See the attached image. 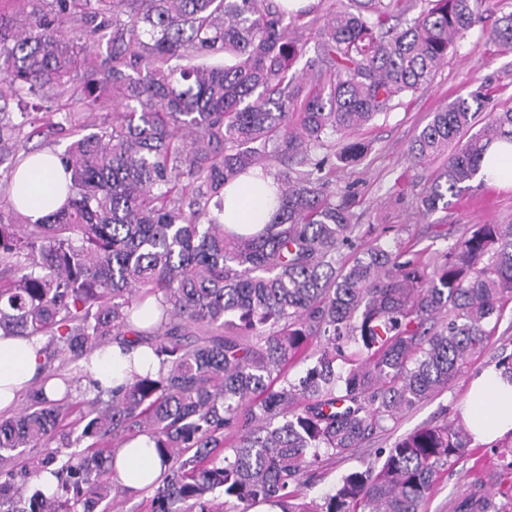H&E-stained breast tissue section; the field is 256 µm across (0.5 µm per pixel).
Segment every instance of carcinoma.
I'll return each instance as SVG.
<instances>
[{"mask_svg":"<svg viewBox=\"0 0 512 512\" xmlns=\"http://www.w3.org/2000/svg\"><path fill=\"white\" fill-rule=\"evenodd\" d=\"M416 2L327 0L303 23L276 0H45L22 27L0 15V167L16 172L41 121L71 138L59 155L63 207L30 223L0 205V334L47 337L44 369L111 340L146 345L161 364L118 387L95 382L86 401L66 379L59 398L40 386L22 413L0 416L3 512H94L123 491L116 449L142 434L164 466L152 512H217V492L234 512L258 499L283 512H422L470 446L461 424L417 428L322 503L297 502L322 457L347 455L448 388L512 300V224H475L433 262L398 237L340 258L356 238L352 195L323 175L320 151L427 92L481 23L479 0H428L411 22L389 24ZM307 33L317 54L301 79L290 68ZM487 38L512 52V11ZM39 94L66 103L10 110ZM95 111L112 120H90ZM503 140L512 107L498 109L488 85L432 113L408 149L414 169L443 159L418 212L431 217L485 182L484 161L508 173L486 157ZM242 175L273 178L277 194L249 236L220 219L224 186ZM150 297L160 320L137 326ZM312 346L313 366L289 380L288 363ZM57 436L76 452L49 448ZM38 445L48 451L24 474L56 486L26 501L16 458ZM473 487L452 512H500Z\"/></svg>","mask_w":512,"mask_h":512,"instance_id":"1","label":"carcinoma"}]
</instances>
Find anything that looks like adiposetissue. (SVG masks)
<instances>
[{"mask_svg": "<svg viewBox=\"0 0 512 512\" xmlns=\"http://www.w3.org/2000/svg\"><path fill=\"white\" fill-rule=\"evenodd\" d=\"M66 175L55 153L46 151L29 168L17 173L11 201L38 220L57 209L65 199ZM273 205L267 187L238 179L224 189L225 228L249 234L268 224ZM42 342L37 336L0 337V411L14 408L19 395L41 380ZM90 371L102 386H116L130 371L158 373L160 365L150 348L123 351L119 344L97 350ZM464 423L474 440H495L512 434V377L488 367L472 380L461 407ZM163 467L149 436L125 443L114 456L113 478L122 486L150 489Z\"/></svg>", "mask_w": 512, "mask_h": 512, "instance_id": "ef3b65f1", "label": "adipose tissue"}]
</instances>
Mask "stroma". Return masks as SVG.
Returning a JSON list of instances; mask_svg holds the SVG:
<instances>
[{
  "instance_id": "obj_1",
  "label": "stroma",
  "mask_w": 512,
  "mask_h": 512,
  "mask_svg": "<svg viewBox=\"0 0 512 512\" xmlns=\"http://www.w3.org/2000/svg\"><path fill=\"white\" fill-rule=\"evenodd\" d=\"M507 0H483V22L467 33L456 54L435 77L431 89L423 95L403 99L387 115L352 133V140L362 143L365 153L351 163L340 161L342 141L327 149L326 173L337 185H352L356 196L352 210L357 217L359 245H368L372 235L389 240L399 236L422 250L424 260L460 239L475 224H512V187L476 185L452 200L447 211L430 218L418 215L414 196L422 187L425 171L410 169L407 150L414 136L438 111L457 97L467 96L481 82H491L502 106H512V54H497L488 45L485 32L502 11L511 8ZM512 354V303L504 308L489 346L472 356L462 373L445 389L405 413L395 422L376 432L361 448L343 458L323 462L319 470L306 478V494L321 497L340 479L353 471L377 464L380 449L415 428L433 425L444 419L458 420L468 383L481 369L494 365L499 358ZM499 449L484 444L470 448L445 474L435 494L425 503L423 512H449V502L470 492L472 479L490 480V491L504 512H512V474H500Z\"/></svg>"
}]
</instances>
